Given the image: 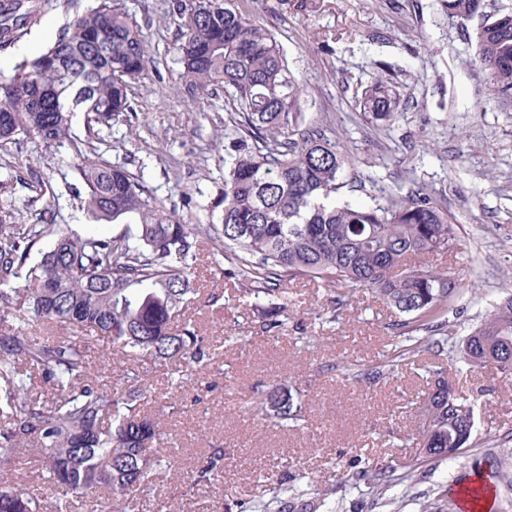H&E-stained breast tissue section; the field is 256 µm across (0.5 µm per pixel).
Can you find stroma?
I'll return each mask as SVG.
<instances>
[{
    "label": "stroma",
    "instance_id": "obj_1",
    "mask_svg": "<svg viewBox=\"0 0 512 512\" xmlns=\"http://www.w3.org/2000/svg\"><path fill=\"white\" fill-rule=\"evenodd\" d=\"M42 17L21 41L0 53V78L23 58L43 51L65 27L68 0H40ZM282 44L289 68L304 88L307 127L325 132L349 153L347 200L370 203L388 191L404 197L417 185L447 208L460 242L442 266L460 273L462 287L448 312L451 345H459L512 282V101L484 94V75L464 33L443 0H239ZM174 0H112L141 26L156 66L134 84L129 121L104 131L107 158L143 182L149 201L201 224L224 185V122L231 110L224 91L190 95L180 74L177 45L182 22ZM390 78L404 105L387 125L370 122L357 99L378 77ZM74 151L24 142L0 150V205L26 223L28 189L21 180L42 176L43 199L54 223L82 234L111 236L117 224L89 223L73 199ZM222 255L205 243L204 287L224 293V310L198 307L205 335L224 344L223 370L231 390L217 389L201 404L177 398L178 414L161 416L178 434L181 467L166 474L156 493L178 512H251L267 471L294 476L305 498H324L319 512H459L457 486L481 475L492 512H512V379L496 369L471 367L448 354L408 357L394 378L369 386L341 377L331 366L350 361L379 365L403 345L386 324L390 310L357 292L333 318L327 290L302 280L290 285L288 325L278 340L257 337L253 313L217 275ZM469 390L475 409L473 444L452 459L417 463L418 420L408 404L426 387L433 364ZM272 379L302 397L298 422L255 424L246 415L257 387ZM224 445L232 461L201 498L186 488L208 444ZM383 457L397 477L385 488L360 479L355 456Z\"/></svg>",
    "mask_w": 512,
    "mask_h": 512
}]
</instances>
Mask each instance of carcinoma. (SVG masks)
<instances>
[{"label":"carcinoma","mask_w":512,"mask_h":512,"mask_svg":"<svg viewBox=\"0 0 512 512\" xmlns=\"http://www.w3.org/2000/svg\"><path fill=\"white\" fill-rule=\"evenodd\" d=\"M75 8L43 52L0 79V147L21 140L46 148L70 146L74 199L95 224H121L109 237L60 232L50 205L18 224L0 207V467L32 451L39 482L0 485V512H144L142 495L176 466L177 440L144 410L152 399L135 369L111 387L91 372L89 349L107 340L113 352L174 362L170 394L194 382L211 390L202 370L219 357L200 333L198 255L202 239L218 242L221 270L237 297L257 311L255 332L275 337L287 325V285L319 281L333 310L360 290L381 300L396 336L421 332L381 366L357 374L376 384L396 359L441 355L451 325L448 303L460 288L454 273L429 256L457 249L448 212L417 189L400 200L378 197L352 206L340 201L352 160L335 140L302 128V89L268 29L237 0H175L184 20L177 46L181 78L192 94L222 88L234 112L224 123V187L208 205L207 223L187 224L176 210L151 204L139 176L112 164L94 142L112 122L130 115L131 85L147 74L151 57L141 29L112 0ZM448 15L473 20L469 41L485 72L487 100L512 99V6L485 0H446ZM29 0H0V49L38 24ZM375 122L394 120L401 100L377 78L358 99ZM81 117L84 139L73 120ZM54 239L39 261L34 247ZM461 359L492 363L512 375V293L464 340ZM54 382L45 401L31 393V374ZM302 413L300 393L272 381L261 390L258 415L284 422ZM418 460L446 459L470 447L474 408L440 367L415 406ZM228 454L214 446L190 471L189 491L215 484ZM360 475L377 480L387 469L355 457ZM265 491L287 507L288 477L266 475Z\"/></svg>","instance_id":"carcinoma-1"}]
</instances>
